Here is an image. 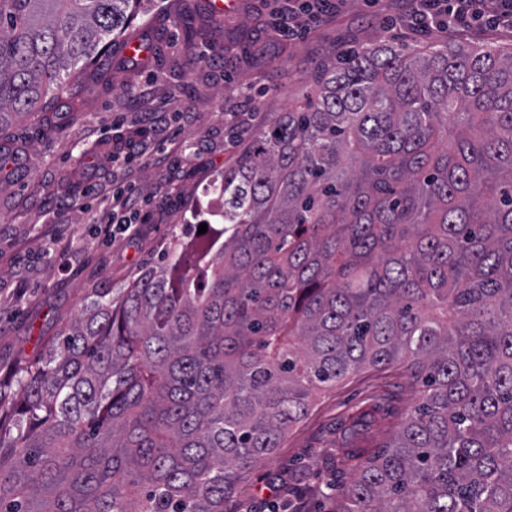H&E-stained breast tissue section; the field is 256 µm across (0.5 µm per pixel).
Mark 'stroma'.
<instances>
[{
	"mask_svg": "<svg viewBox=\"0 0 512 512\" xmlns=\"http://www.w3.org/2000/svg\"><path fill=\"white\" fill-rule=\"evenodd\" d=\"M223 17L201 10L202 0H147L134 23L154 48L145 66H126L121 49L105 44L85 70L79 96L60 93L50 111L16 118L0 132V148L22 152L27 169L0 190V376L33 356L37 340L79 309L88 289L117 288L166 261L167 244L194 210L217 171L233 162L255 130L310 91L315 64L330 51L356 50L387 36L412 41L393 28L402 0H346L339 16L304 37L267 42L253 50L255 0H234ZM188 14L198 38L189 60L172 21ZM252 88V100L238 94ZM160 111L166 132L160 162L132 177L149 200L148 218L134 240L107 239L89 217L112 205V150L139 151L153 133L144 115ZM80 113L70 121L71 113ZM25 289H18L17 275ZM417 392L403 372L366 368L319 393L307 417L274 454L253 468L225 512H320L321 489L341 488L354 473L338 465L351 417L377 404L382 424L364 428L363 442L383 444L413 405Z\"/></svg>",
	"mask_w": 512,
	"mask_h": 512,
	"instance_id": "1",
	"label": "stroma"
}]
</instances>
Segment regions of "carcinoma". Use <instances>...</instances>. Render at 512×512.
I'll return each instance as SVG.
<instances>
[{"label":"carcinoma","instance_id":"cac0c4a2","mask_svg":"<svg viewBox=\"0 0 512 512\" xmlns=\"http://www.w3.org/2000/svg\"><path fill=\"white\" fill-rule=\"evenodd\" d=\"M142 0H0V128L47 109ZM167 264L92 288L0 379V512H224L364 368L418 402L336 512H512V48L384 37L214 175Z\"/></svg>","mask_w":512,"mask_h":512}]
</instances>
